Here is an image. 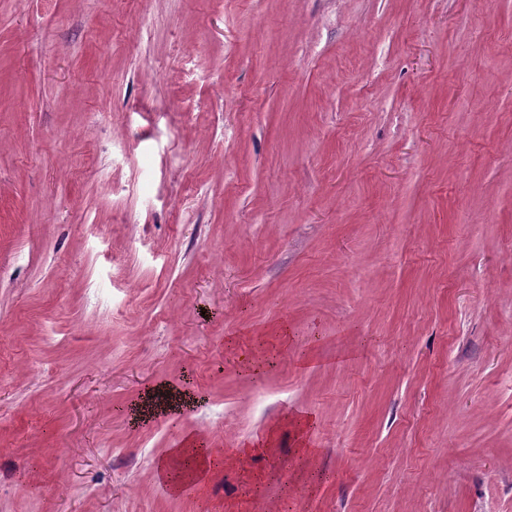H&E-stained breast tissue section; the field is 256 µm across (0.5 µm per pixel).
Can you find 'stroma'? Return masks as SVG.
I'll use <instances>...</instances> for the list:
<instances>
[{"instance_id":"obj_1","label":"stroma","mask_w":512,"mask_h":512,"mask_svg":"<svg viewBox=\"0 0 512 512\" xmlns=\"http://www.w3.org/2000/svg\"><path fill=\"white\" fill-rule=\"evenodd\" d=\"M0 512H512V0H0ZM275 438V431H269L261 440L251 442L234 451L227 457L219 458L212 454L201 435H188L178 448H172L167 457L160 460L158 470L175 492L186 481L201 482L216 467L225 462L237 465L244 472H249V461L256 455L268 453Z\"/></svg>"}]
</instances>
